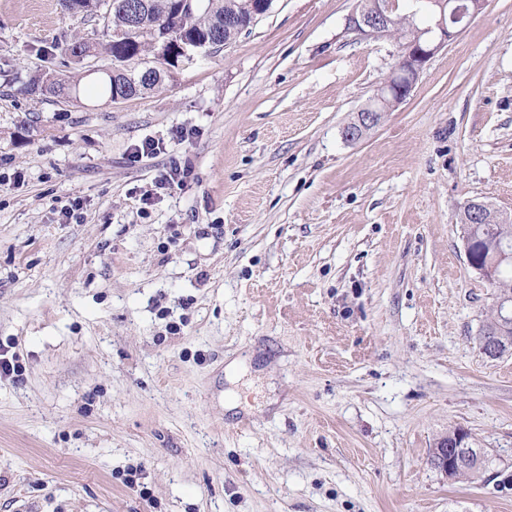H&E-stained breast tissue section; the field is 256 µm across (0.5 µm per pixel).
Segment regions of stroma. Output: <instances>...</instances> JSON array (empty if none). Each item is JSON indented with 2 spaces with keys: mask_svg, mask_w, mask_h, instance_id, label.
<instances>
[{
  "mask_svg": "<svg viewBox=\"0 0 512 512\" xmlns=\"http://www.w3.org/2000/svg\"><path fill=\"white\" fill-rule=\"evenodd\" d=\"M359 5L275 0L114 103L65 52L103 18L0 0V512H512V355L479 349L460 222L512 215V0L350 142L400 54ZM42 72L78 93H20ZM455 427L482 479L431 465Z\"/></svg>",
  "mask_w": 512,
  "mask_h": 512,
  "instance_id": "stroma-1",
  "label": "stroma"
}]
</instances>
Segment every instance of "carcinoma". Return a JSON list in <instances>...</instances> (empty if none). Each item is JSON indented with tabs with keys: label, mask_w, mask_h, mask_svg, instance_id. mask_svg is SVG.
I'll return each mask as SVG.
<instances>
[{
	"label": "carcinoma",
	"mask_w": 512,
	"mask_h": 512,
	"mask_svg": "<svg viewBox=\"0 0 512 512\" xmlns=\"http://www.w3.org/2000/svg\"><path fill=\"white\" fill-rule=\"evenodd\" d=\"M101 4L105 8L103 18L110 30L123 29L125 36L111 39L103 45L105 53L112 58V64L119 68L130 64L146 55H151L158 64V70L176 67L172 55L169 54L168 42L171 38L187 40L191 43L202 39H224V16L236 12L241 22L248 24V12L241 10L242 0H206L201 9L184 11L176 7V0H59L60 6L67 11L94 14L89 2ZM135 2L142 6V25L127 28L125 6ZM66 51L74 62L85 61V53L97 54V43L84 38H74L66 43ZM97 88L107 98L118 94L132 99L153 89V86L132 88L118 76L112 78L105 74L98 78ZM65 89V83L50 77L35 76L23 85L24 92L40 91L46 94H57ZM475 230L485 236L480 245L479 255L484 257L492 252L501 237H512V224H477Z\"/></svg>",
	"instance_id": "cac0c4a2"
}]
</instances>
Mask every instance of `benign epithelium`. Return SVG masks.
<instances>
[{"instance_id":"benign-epithelium-1","label":"benign epithelium","mask_w":512,"mask_h":512,"mask_svg":"<svg viewBox=\"0 0 512 512\" xmlns=\"http://www.w3.org/2000/svg\"><path fill=\"white\" fill-rule=\"evenodd\" d=\"M417 10L431 12L430 23L423 29H414L412 37L403 46L389 76L378 86L370 102L358 111L357 125L343 131L348 141L361 139V132L379 125L385 113L393 111L411 94L418 81L419 75L427 62L446 44L462 32L471 21L481 14L487 0H413ZM399 21L397 0H375L365 3L347 19L348 29L366 38L385 37ZM153 66L141 70L129 69L125 78L134 87L150 76H156ZM474 219L493 224H509L512 219L495 212L486 214L487 204L481 200L471 199L465 203ZM464 251L469 267L490 285H495L501 279L504 271L512 268V241L507 237L501 238L495 252L478 259L477 239L473 232L464 229ZM495 311L497 319L503 328L512 330V300L502 297L496 300ZM480 351L488 358L495 360L512 352V348L498 341L484 337L479 341ZM437 469L448 475L484 461V450L470 444L469 433L461 428L442 437L434 452Z\"/></svg>"}]
</instances>
